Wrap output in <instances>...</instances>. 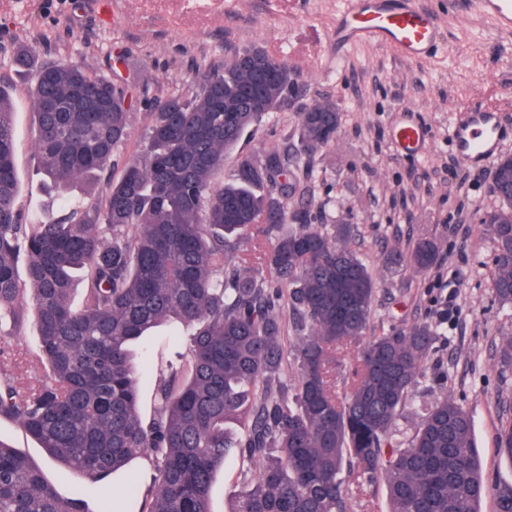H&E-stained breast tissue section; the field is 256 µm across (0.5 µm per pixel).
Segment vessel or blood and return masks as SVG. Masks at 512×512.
<instances>
[{
    "label": "vessel or blood",
    "instance_id": "vessel-or-blood-1",
    "mask_svg": "<svg viewBox=\"0 0 512 512\" xmlns=\"http://www.w3.org/2000/svg\"><path fill=\"white\" fill-rule=\"evenodd\" d=\"M485 12L499 28H512V0H482ZM441 33L432 13L419 0H348L336 22L337 47L368 43L392 48L410 60L427 58L438 47ZM427 134L417 125L402 124L394 131L397 150L404 155L421 154ZM459 161L465 165L493 158L502 143L494 111L474 106L462 111L451 129Z\"/></svg>",
    "mask_w": 512,
    "mask_h": 512
}]
</instances>
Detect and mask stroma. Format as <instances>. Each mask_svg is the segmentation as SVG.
<instances>
[{
  "label": "stroma",
  "mask_w": 512,
  "mask_h": 512,
  "mask_svg": "<svg viewBox=\"0 0 512 512\" xmlns=\"http://www.w3.org/2000/svg\"><path fill=\"white\" fill-rule=\"evenodd\" d=\"M438 20L442 43L423 60L386 47L337 48L336 20L345 0H0V80L13 89L15 164L23 213L56 215L36 170L30 72L15 69L14 52L33 47L41 58L115 74L118 84L151 97L185 93L198 63L221 65L254 46L299 71L302 83L226 155L225 171L242 156L264 158L300 142V114L330 100L339 129L327 146L296 166L297 187L283 197L288 212H308L318 224H347L350 246L376 282L368 330L376 336L424 323L435 339L421 382L396 419L393 442L407 447L427 409L446 397L474 421V443L487 487L512 482V462L498 453V429L512 422V366L502 351L512 341V308L494 292L495 248L480 216L497 206L489 162L460 166L450 128L464 107L482 103L506 131L512 154V30L497 27L481 0H421ZM127 64L115 68L116 57ZM401 122L427 133L423 154L404 157L392 142ZM433 242L436 259L420 270L389 263ZM187 338L174 324L154 329L134 348L139 409L153 412L161 364L178 361ZM0 440L40 464L62 494L77 484L21 427L0 421ZM241 460L228 453L212 495L214 512H234Z\"/></svg>",
  "instance_id": "obj_1"
}]
</instances>
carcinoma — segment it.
<instances>
[{"mask_svg": "<svg viewBox=\"0 0 512 512\" xmlns=\"http://www.w3.org/2000/svg\"><path fill=\"white\" fill-rule=\"evenodd\" d=\"M13 63L34 70V160L48 188L62 203L78 183L98 190L58 218L23 220L11 89L0 84V339L33 307L35 358L51 377L26 385L1 374L0 419L86 483L136 459L152 464L144 494L131 478L125 485L137 507L110 497L100 512H212V484L232 448L242 461L234 512H346L348 459L356 478L384 483L391 512H480L487 487L462 406L436 401L408 447L392 444L434 332L416 323L366 336L375 283L347 226H317L281 201L298 155L245 156L216 181L224 155L279 108L300 73L258 47L218 69L199 65L191 96L153 98L144 152L121 166L137 93L69 62L38 66L27 46ZM314 108L300 115L305 154L336 134L335 104ZM496 197L482 224L496 247V297L512 306V197ZM284 224L293 228L266 248ZM435 256L424 241L391 260L425 269ZM264 267L274 276L257 277ZM77 272L86 288L75 308ZM287 312L297 333L288 344ZM171 320L193 330L189 356L160 372L146 420L131 346ZM351 343L359 351L341 397L332 353ZM497 446L512 462V423ZM494 497L496 512H512V483ZM0 512L92 509L81 490L61 495L39 464L0 441Z\"/></svg>", "mask_w": 512, "mask_h": 512, "instance_id": "carcinoma-1", "label": "carcinoma"}]
</instances>
